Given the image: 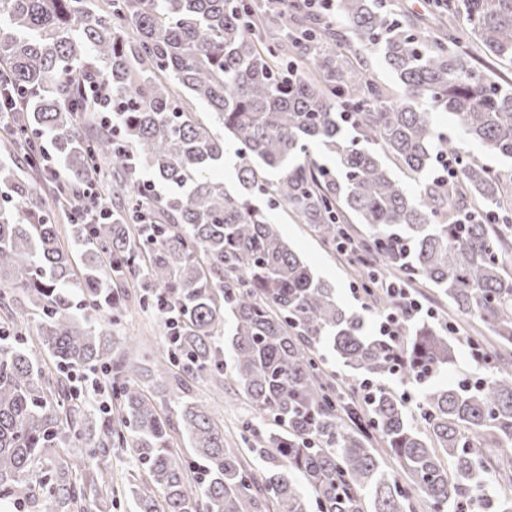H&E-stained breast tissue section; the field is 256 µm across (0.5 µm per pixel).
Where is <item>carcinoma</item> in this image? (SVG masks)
<instances>
[{"label":"carcinoma","mask_w":512,"mask_h":512,"mask_svg":"<svg viewBox=\"0 0 512 512\" xmlns=\"http://www.w3.org/2000/svg\"><path fill=\"white\" fill-rule=\"evenodd\" d=\"M432 23L415 25L380 0H289V23L270 0H0V62L25 100V114L0 159V274L21 288L41 318L37 345L55 364L100 363L110 375L119 422L94 416L65 386L50 396L22 327L0 334V512L35 482L57 512L91 490L112 499V481H90L93 466L59 459L51 476L35 470L58 452L82 415L87 456L133 449L144 475L132 491L137 512H408V492L387 469L395 460L432 512H512V187L474 157L453 184L434 181L438 142L431 110L451 113L483 152L512 158V86L473 68L456 50L465 14L477 53L512 64V0H435ZM355 43L380 52L402 94L391 96L363 67L336 52L332 16ZM98 74L122 108L114 130L84 106L69 80ZM201 104L189 112L186 99ZM59 161L52 195L80 201L94 168L129 195L101 224H72L71 245L35 196L43 139ZM318 141L336 154L324 173L310 158ZM233 150L238 189L214 171ZM28 170L18 176L11 153ZM415 183L411 193L385 160ZM173 188L154 202L137 170ZM291 211L332 248L353 217L365 226L358 248L388 276L435 288L456 314L492 334L486 365L472 384H430L456 359L445 328L404 326L397 340L366 334L335 289L317 278L269 219ZM93 259L81 270L69 251ZM107 261L108 272L100 263ZM141 280L142 307L174 310L160 355L180 374L169 380L173 417L157 409L149 369L155 352L112 357L127 308L126 284ZM80 295L86 312L73 311ZM107 314L103 323L92 316ZM373 382L398 376L425 385L424 431L400 397L382 386L342 404L343 380L322 368L319 350ZM229 353L239 391L268 421L247 449L230 448L224 426L189 396L183 375L214 381ZM186 436L202 472L187 491L189 467L172 453ZM265 450L257 479L246 453Z\"/></svg>","instance_id":"carcinoma-1"}]
</instances>
